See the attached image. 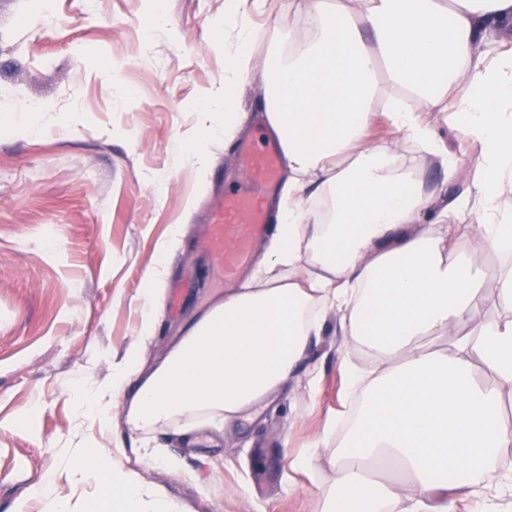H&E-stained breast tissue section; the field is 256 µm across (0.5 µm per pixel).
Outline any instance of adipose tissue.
Returning <instances> with one entry per match:
<instances>
[{"label": "adipose tissue", "instance_id": "obj_1", "mask_svg": "<svg viewBox=\"0 0 512 512\" xmlns=\"http://www.w3.org/2000/svg\"><path fill=\"white\" fill-rule=\"evenodd\" d=\"M304 21L281 31L257 70L266 123L288 180L273 211L262 267L201 311L168 353L141 365L128 346L112 375L78 397L82 416L109 432L117 415L145 434L184 418L227 424L278 391L314 389L306 367L328 312L345 353L339 367L358 414L345 432L327 420L293 461L336 472L321 512H454L482 499L480 472L512 447L500 416L512 395V55L485 47L512 25V0H288ZM238 0H224V81L207 98L210 138L233 134L238 96L252 68L251 30ZM478 144L461 195L426 188L422 166L453 177L454 157L412 102L441 111ZM421 144H375L372 105ZM493 252L495 266L475 257ZM495 297L506 314L479 307ZM493 377L483 385L474 365ZM397 462L402 482L364 471ZM76 486L99 476L115 512H187L186 505L128 468L122 448H75L64 471Z\"/></svg>", "mask_w": 512, "mask_h": 512}]
</instances>
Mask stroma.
I'll return each instance as SVG.
<instances>
[{
    "label": "stroma",
    "instance_id": "35a3bbf8",
    "mask_svg": "<svg viewBox=\"0 0 512 512\" xmlns=\"http://www.w3.org/2000/svg\"><path fill=\"white\" fill-rule=\"evenodd\" d=\"M148 0H0V512L26 505L45 475L64 470L79 444L138 446L117 423L100 434L78 420L74 397L105 381L112 361L138 343L144 364L163 356L225 284L206 258L204 226L225 190L246 185L235 137L210 143L207 179L181 162L188 141L205 139L200 113L224 80V54L212 41L224 0H164L162 24H148ZM241 15L263 61L281 29L297 25L285 0ZM40 102L37 124L20 104ZM452 153V179L422 177L444 196L471 179L476 145L445 116L434 122ZM177 244L159 246L173 227ZM162 270L164 297L150 338L141 336L145 277ZM342 338L335 315L311 353L316 395L283 391L234 428L179 421L155 432L180 471L151 462L136 468L189 512H315L326 461L308 476L293 456L342 408ZM194 471L199 482L184 477Z\"/></svg>",
    "mask_w": 512,
    "mask_h": 512
}]
</instances>
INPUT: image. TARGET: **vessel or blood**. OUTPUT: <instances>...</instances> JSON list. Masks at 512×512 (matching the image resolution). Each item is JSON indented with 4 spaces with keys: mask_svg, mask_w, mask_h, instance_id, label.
<instances>
[{
    "mask_svg": "<svg viewBox=\"0 0 512 512\" xmlns=\"http://www.w3.org/2000/svg\"><path fill=\"white\" fill-rule=\"evenodd\" d=\"M235 161L249 171V185L225 194L207 229L211 263L228 283L237 281L252 263L256 247L267 233L265 200L281 179L285 157L277 144L258 146L244 140L237 147Z\"/></svg>",
    "mask_w": 512,
    "mask_h": 512,
    "instance_id": "1",
    "label": "vessel or blood"
}]
</instances>
